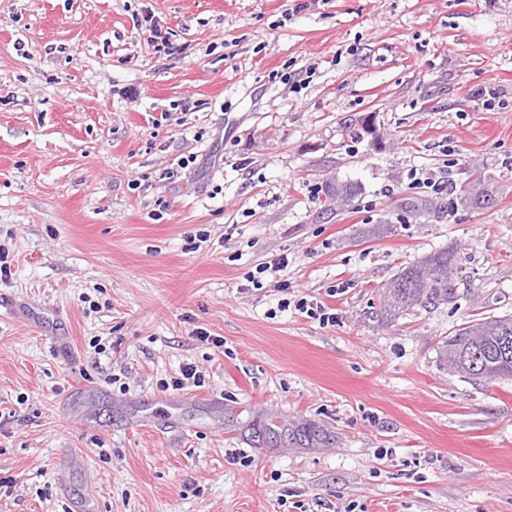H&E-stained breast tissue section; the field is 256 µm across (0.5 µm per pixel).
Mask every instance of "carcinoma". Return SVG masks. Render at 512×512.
I'll return each mask as SVG.
<instances>
[{"mask_svg": "<svg viewBox=\"0 0 512 512\" xmlns=\"http://www.w3.org/2000/svg\"><path fill=\"white\" fill-rule=\"evenodd\" d=\"M457 272L456 254L452 250L437 251L405 267L385 288L382 307L393 300L397 311L414 306L436 305L448 302V284ZM496 317L460 328L438 347L439 360L448 365V357H455L452 371L472 380L492 381L502 371H512V360L500 359L498 350L512 345V324H503Z\"/></svg>", "mask_w": 512, "mask_h": 512, "instance_id": "carcinoma-1", "label": "carcinoma"}]
</instances>
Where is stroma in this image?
<instances>
[{"label": "stroma", "instance_id": "1", "mask_svg": "<svg viewBox=\"0 0 512 512\" xmlns=\"http://www.w3.org/2000/svg\"><path fill=\"white\" fill-rule=\"evenodd\" d=\"M0 255V512H512V0H0ZM457 266L455 252L443 250L405 267L385 288L381 309L388 312L391 299L397 304V313L414 306L448 302L455 296L448 293V283L453 282ZM504 317L491 318L460 328L454 335L448 336L438 347L439 360L452 371L464 374L472 380L492 381L502 371H512V360L500 359L498 350L508 342L512 347L511 324L506 327ZM454 356L455 367L448 363V357ZM480 360L481 371L472 375L471 362ZM204 383L200 372L197 371V367L192 364L183 365L180 369L178 377H172L170 383L164 384L162 387L168 390L170 387L172 390H183L189 385L196 387L202 386Z\"/></svg>", "mask_w": 512, "mask_h": 512}]
</instances>
